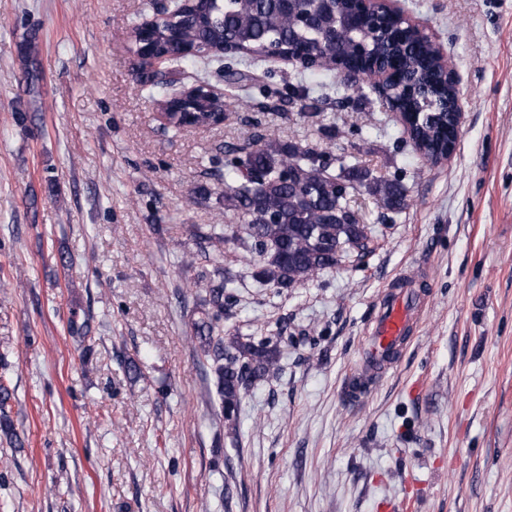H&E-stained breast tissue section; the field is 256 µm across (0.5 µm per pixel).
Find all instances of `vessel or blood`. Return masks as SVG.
<instances>
[{
	"instance_id": "vessel-or-blood-1",
	"label": "vessel or blood",
	"mask_w": 512,
	"mask_h": 512,
	"mask_svg": "<svg viewBox=\"0 0 512 512\" xmlns=\"http://www.w3.org/2000/svg\"><path fill=\"white\" fill-rule=\"evenodd\" d=\"M421 307L412 292L392 294L375 319L365 348L367 359L378 360L400 350Z\"/></svg>"
}]
</instances>
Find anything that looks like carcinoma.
Returning <instances> with one entry per match:
<instances>
[{"label":"carcinoma","mask_w":512,"mask_h":512,"mask_svg":"<svg viewBox=\"0 0 512 512\" xmlns=\"http://www.w3.org/2000/svg\"><path fill=\"white\" fill-rule=\"evenodd\" d=\"M306 0H294L290 10L281 0H185L182 11L164 24L140 33L137 48L154 57L175 60L187 56L185 45L196 51L233 50L231 56L266 57L272 51L294 54L316 62L323 72L359 71L379 66L392 71L390 97L407 114L414 147L430 158L448 151L456 140L450 111L454 82L438 63L435 47L398 17H388L379 29L357 15L354 0H333L313 25L297 23ZM224 82L242 87L252 80L246 72L222 69ZM167 120L173 127L189 120L200 125L217 121L226 101L203 88L188 100L169 98ZM224 163V192L232 209L247 219L243 235L229 230L257 257V281L276 288H292L317 277L354 252L364 258L374 252L370 228L360 222L350 205L356 183L365 184L381 208L399 212L405 206V188L396 180L369 178L368 173L340 168L329 172L325 155L296 144L262 142L231 148ZM234 296L224 286L206 288L203 317L192 322L189 340L199 345L217 377L224 427L237 434L240 405L252 384L275 377L281 370L277 343L224 335V314ZM11 393L0 384V426L9 443L16 444L7 409Z\"/></svg>","instance_id":"cac0c4a2"}]
</instances>
